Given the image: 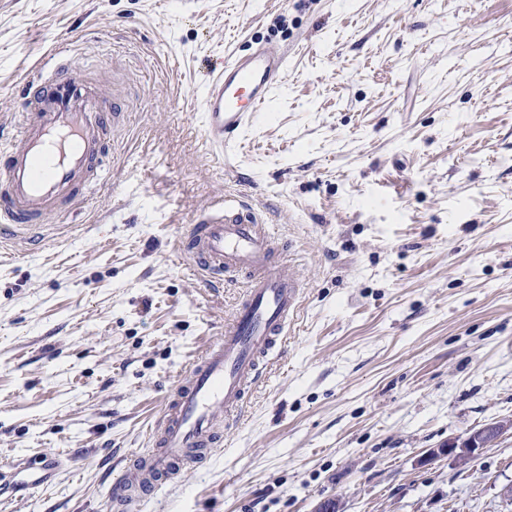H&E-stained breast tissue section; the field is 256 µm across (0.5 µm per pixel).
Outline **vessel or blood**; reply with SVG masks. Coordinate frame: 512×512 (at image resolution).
<instances>
[{"label":"vessel or blood","mask_w":512,"mask_h":512,"mask_svg":"<svg viewBox=\"0 0 512 512\" xmlns=\"http://www.w3.org/2000/svg\"><path fill=\"white\" fill-rule=\"evenodd\" d=\"M286 66L285 54L271 48L214 63L201 102L206 146L227 147L268 102ZM42 67L49 77L25 80L13 104L16 133L0 139V224L16 235L48 223L61 205L84 199L96 185L115 120L110 105L120 97L104 79L94 85L58 79L64 63L57 58ZM187 248L202 276L242 273L245 293L223 336L171 392L153 437L156 451L138 482L142 489L212 447L217 411L238 413L299 309L300 281L290 266L274 261L275 238L251 206L220 198L200 208Z\"/></svg>","instance_id":"b4317fda"}]
</instances>
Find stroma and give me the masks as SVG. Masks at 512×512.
Here are the masks:
<instances>
[{"instance_id": "35a3bbf8", "label": "stroma", "mask_w": 512, "mask_h": 512, "mask_svg": "<svg viewBox=\"0 0 512 512\" xmlns=\"http://www.w3.org/2000/svg\"><path fill=\"white\" fill-rule=\"evenodd\" d=\"M260 44L287 70L205 153L211 62ZM64 52L127 90L94 193L0 229V465L50 454L0 512H117L165 399L224 331L180 247L223 195L272 227L304 284L288 340L201 468L128 512H512V0H0V104ZM509 430L512 431V420L492 422L463 436L449 439L448 445L441 452L454 459L474 462L483 448L496 442Z\"/></svg>"}]
</instances>
